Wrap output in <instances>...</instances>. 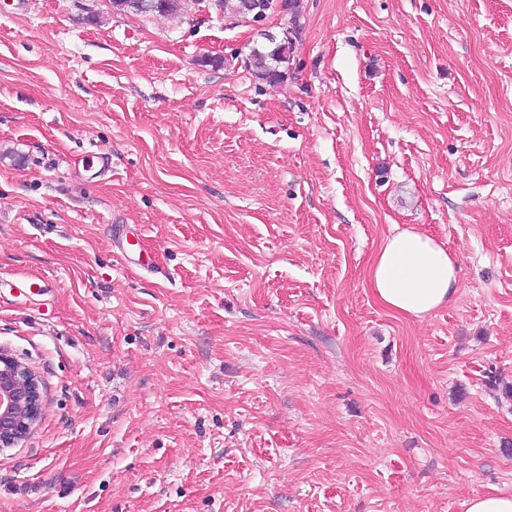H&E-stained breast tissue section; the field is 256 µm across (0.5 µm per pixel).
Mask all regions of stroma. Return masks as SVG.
Here are the masks:
<instances>
[{
  "mask_svg": "<svg viewBox=\"0 0 512 512\" xmlns=\"http://www.w3.org/2000/svg\"><path fill=\"white\" fill-rule=\"evenodd\" d=\"M294 22L0 0V348L42 392L0 512L512 494V0H301L257 80ZM405 227L460 267L420 321L367 283ZM268 42L273 46L254 47L250 51L248 64L252 70V74L259 80L275 86L281 83L285 77L284 71L277 67L279 57L282 52L291 51L292 43L288 41V45L284 41L277 44L273 36L265 34ZM277 70V71H276Z\"/></svg>",
  "mask_w": 512,
  "mask_h": 512,
  "instance_id": "stroma-1",
  "label": "stroma"
}]
</instances>
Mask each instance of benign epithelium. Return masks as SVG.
<instances>
[{
    "instance_id": "7a95c632",
    "label": "benign epithelium",
    "mask_w": 512,
    "mask_h": 512,
    "mask_svg": "<svg viewBox=\"0 0 512 512\" xmlns=\"http://www.w3.org/2000/svg\"><path fill=\"white\" fill-rule=\"evenodd\" d=\"M40 415L38 376L0 349V447L10 448L24 440Z\"/></svg>"
}]
</instances>
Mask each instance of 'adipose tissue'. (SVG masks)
<instances>
[{"mask_svg": "<svg viewBox=\"0 0 512 512\" xmlns=\"http://www.w3.org/2000/svg\"><path fill=\"white\" fill-rule=\"evenodd\" d=\"M367 281L383 308L420 320L454 299L457 263L431 236L408 228L382 239L368 267Z\"/></svg>", "mask_w": 512, "mask_h": 512, "instance_id": "ef3b65f1", "label": "adipose tissue"}]
</instances>
